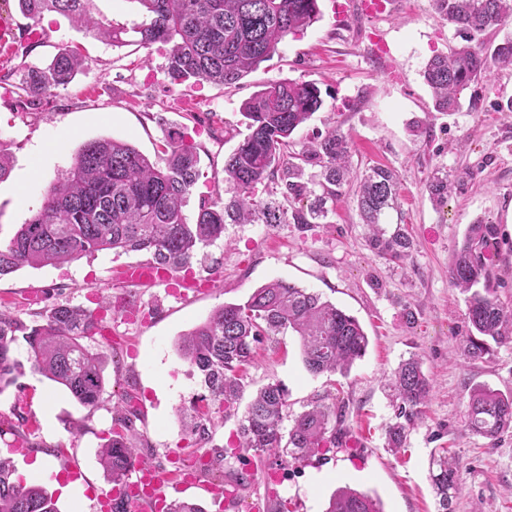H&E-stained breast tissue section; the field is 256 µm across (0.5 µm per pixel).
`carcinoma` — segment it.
Instances as JSON below:
<instances>
[{
  "label": "carcinoma",
  "instance_id": "cac0c4a2",
  "mask_svg": "<svg viewBox=\"0 0 512 512\" xmlns=\"http://www.w3.org/2000/svg\"><path fill=\"white\" fill-rule=\"evenodd\" d=\"M143 20L131 32L143 46H166V72L177 81L193 78L232 85L269 60L278 46L316 22L318 0H134ZM435 11L462 35L463 43L428 60L423 76L433 108L451 113L460 94L487 82L497 68L512 66V37L489 44L482 35L512 23V0H431ZM21 12L38 21L60 14L96 38L112 45L130 32L92 17L93 0H18ZM89 62L75 51L57 53L44 67L32 68L26 90L42 94L67 86ZM320 90L312 83L279 79L265 82L241 106L248 134L224 160L223 206L201 202L194 220L184 213L199 177L194 145L177 126L168 127L162 155L152 160L132 144L101 138L83 144L70 168L45 192L41 207L6 244H0V278L24 267L38 269L79 261L103 250L145 252L148 263L173 270L224 237L228 224H321L332 213L342 188L356 185V206L367 228L370 247L389 263L400 264L414 249L405 226L390 227L398 211L396 173L372 166L354 178L347 137L333 128L296 143L293 134L321 108ZM320 169L321 193L305 181L307 167ZM280 186L282 201L259 195L269 184ZM454 182L436 170L424 190L442 207ZM311 199L309 204L304 200ZM498 227L477 221L468 227L449 265L454 285L467 294L468 333L463 354L480 360L491 353L489 342L512 343V309L496 294L490 272ZM44 324H26L0 309V390L13 383L20 367L14 345L23 339L32 368L61 386L79 404L94 409L103 399L107 360L83 343L97 333L96 314L68 301L45 310ZM292 331L300 338L302 360L313 375L350 371L369 340L359 321L336 304L284 280L257 288L242 303L216 307L184 334L178 350L205 393L184 424L195 444L210 440L215 414H231L243 393L239 377L253 360L257 344ZM396 422L386 429V445L398 452L406 426L427 403L432 381L420 359L403 361L392 378ZM128 400L113 407L118 428L100 445V464L112 484L126 480L139 462L136 432ZM288 418V392L279 383L263 386L247 406L238 429V447L262 456L284 453L295 462L347 447L345 405L315 402ZM469 431L495 439L512 432V393L479 387L470 392ZM12 460L0 457V512H59L53 494L41 484L14 478ZM430 478L438 498L437 512H449L461 489V465L448 454L430 461ZM325 512H383L379 499L350 487H339Z\"/></svg>",
  "mask_w": 512,
  "mask_h": 512
}]
</instances>
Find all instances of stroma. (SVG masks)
Listing matches in <instances>:
<instances>
[{"label":"stroma","instance_id":"35a3bbf8","mask_svg":"<svg viewBox=\"0 0 512 512\" xmlns=\"http://www.w3.org/2000/svg\"><path fill=\"white\" fill-rule=\"evenodd\" d=\"M337 0H320L321 17L232 86L175 81L166 72L159 46H112L73 26L56 13L40 21L23 16L16 0H0V151L12 159L0 180V242L8 243L40 207L46 189L67 170L77 150L99 137L128 141L156 157L169 125L187 130L199 155L200 176L185 208L195 217L201 201L223 202L224 159L246 134L240 108L259 85L288 78L316 84L323 105L295 135L340 128L351 144L357 171L370 165L394 169L399 178L402 222L415 247L404 265L386 263L368 246L352 190H344L328 223L303 229L288 223L230 224L204 260L184 268L187 276L210 280L206 292L180 298L165 286L123 279L126 266L144 263L142 253L101 251L63 266L23 268L0 278V303L22 320L54 303L71 301L98 309L103 298L135 295L138 320L107 310L106 331L89 347L113 352L103 400L90 410L27 364L25 342L14 347L22 372L0 390V417L11 431L0 435V456L27 437L34 454L77 463L83 512L110 487L95 451L114 427L112 403L131 395L142 460L169 470L192 468L196 482L168 499L199 503L217 512L210 488L245 472L233 512H252L255 501L285 504L288 512H325L337 487L350 486L379 497L384 512H437L429 477L430 460L448 450L462 466V486L451 512H512V433L490 440L467 428L469 394L482 386L512 392V343L495 347L479 361L460 356L466 332L465 296L452 286L448 266L469 226L483 219L497 224L499 248L494 273L512 267V69L461 94L462 107L433 111L423 79L428 60L461 44L455 28L437 15L431 0H402L397 14L378 22L356 15L334 16ZM380 33L387 55L372 42ZM63 49L79 50L91 67L67 88L32 101L27 72L47 65ZM477 108H470L471 97ZM422 126L423 135L412 133ZM440 168L465 179L461 192L434 208L424 181ZM283 279L322 294L355 316L369 338L364 357L348 375H312L301 361L299 339L284 334L260 345L243 373L245 396L276 381L288 392V413L297 415L316 401L342 399L354 442L327 459L298 463L261 460L234 448L238 416L215 420L212 440L193 445L177 418L204 389L177 354L178 337L224 303L245 301L258 287ZM414 321H407L406 311ZM419 356L433 380L425 414L407 432L405 446H385V428L394 419L388 379L410 356ZM83 424L73 434L74 424Z\"/></svg>","mask_w":512,"mask_h":512}]
</instances>
